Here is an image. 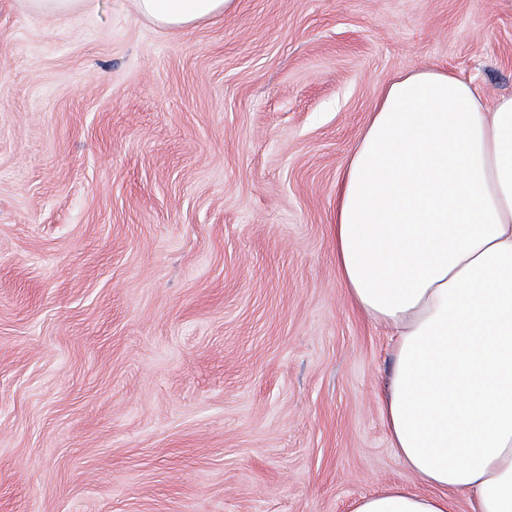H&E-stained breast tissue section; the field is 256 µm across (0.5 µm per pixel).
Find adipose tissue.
I'll use <instances>...</instances> for the list:
<instances>
[{
    "label": "adipose tissue",
    "instance_id": "adipose-tissue-1",
    "mask_svg": "<svg viewBox=\"0 0 512 512\" xmlns=\"http://www.w3.org/2000/svg\"><path fill=\"white\" fill-rule=\"evenodd\" d=\"M166 29L237 0H135ZM336 267L395 338L384 422L423 491L391 485L352 512H512V95L486 103L445 68L387 87L343 167Z\"/></svg>",
    "mask_w": 512,
    "mask_h": 512
}]
</instances>
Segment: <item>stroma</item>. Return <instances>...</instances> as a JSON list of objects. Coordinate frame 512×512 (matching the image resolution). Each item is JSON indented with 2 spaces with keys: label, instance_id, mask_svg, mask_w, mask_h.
<instances>
[{
  "label": "stroma",
  "instance_id": "35a3bbf8",
  "mask_svg": "<svg viewBox=\"0 0 512 512\" xmlns=\"http://www.w3.org/2000/svg\"><path fill=\"white\" fill-rule=\"evenodd\" d=\"M512 94V0H0V512H352L391 448L384 329L336 269L382 91ZM28 9L43 15H67L79 11L90 0H25ZM237 0H135L137 10L166 29H185L217 21L233 11Z\"/></svg>",
  "mask_w": 512,
  "mask_h": 512
}]
</instances>
